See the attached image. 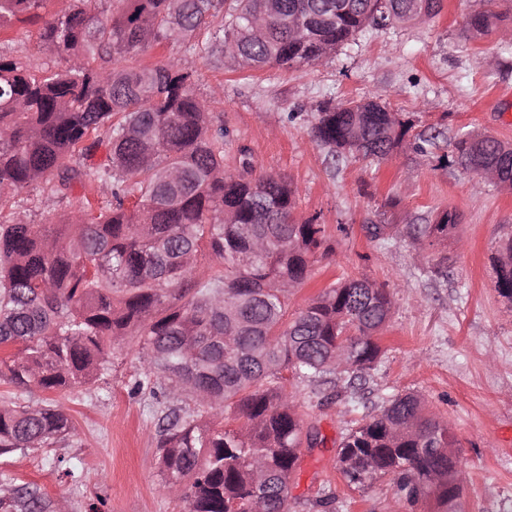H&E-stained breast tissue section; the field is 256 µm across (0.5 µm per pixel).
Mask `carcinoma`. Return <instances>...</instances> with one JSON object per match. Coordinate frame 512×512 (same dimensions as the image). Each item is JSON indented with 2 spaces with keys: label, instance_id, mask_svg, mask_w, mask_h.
<instances>
[{
  "label": "carcinoma",
  "instance_id": "1",
  "mask_svg": "<svg viewBox=\"0 0 512 512\" xmlns=\"http://www.w3.org/2000/svg\"><path fill=\"white\" fill-rule=\"evenodd\" d=\"M47 19V0H0V35L17 22L41 24L44 49L61 66L43 68L0 52V379L21 390L61 393L93 384L111 363L112 340L128 334L147 351L144 382L157 376L169 397L184 395L213 416L230 409L246 431L168 410L159 431L166 492L188 512H289V480L302 446L324 442L304 430L283 390L288 375L319 385L347 356L364 378L381 354L378 332L391 309L387 288L368 279L332 284L293 318L288 289L302 284L312 258L329 249L325 225L293 217L296 190L273 175L224 170V125L212 106L223 88L197 94L178 58L153 68L124 64L148 47L205 38L219 19L253 68L319 59L370 24L424 11L442 0H71ZM502 15L476 10L474 37L499 29ZM409 125H391L387 107L328 101L311 139L351 155L384 159ZM106 160L94 161V151ZM452 162L491 169L512 189V146L489 135L454 144ZM42 184L63 201L81 188L84 206L65 224H34L10 195ZM459 215L445 211L413 231L448 238ZM212 258L204 270L198 260ZM498 294L512 302V238L494 257ZM53 403L0 404V456L49 448L73 434ZM448 427L412 393L390 400L342 436L336 463L348 485L395 476L410 505L454 512L462 478ZM22 512H44L41 496L18 488Z\"/></svg>",
  "mask_w": 512,
  "mask_h": 512
}]
</instances>
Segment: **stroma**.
<instances>
[{
    "label": "stroma",
    "mask_w": 512,
    "mask_h": 512,
    "mask_svg": "<svg viewBox=\"0 0 512 512\" xmlns=\"http://www.w3.org/2000/svg\"><path fill=\"white\" fill-rule=\"evenodd\" d=\"M481 0H444L439 16L369 26L327 58L298 68L247 69L232 60L209 63L186 45L140 52L130 63L154 67L183 58L200 76L197 90H224L214 110L224 121V167L250 157L257 174L286 178L298 189L295 215L318 216L331 246L311 262L288 296L296 314L329 285L365 277L386 284L392 300L374 370L341 398L321 403L313 385L289 379L297 418L316 427L323 446L303 452L291 481V512H431L410 506L393 475L354 488L336 468L347 429L378 413L394 396L415 393L447 424L466 485L464 512H512V304L495 289L492 258L512 236V191L451 165L454 141L485 134L512 144V42L499 33L470 38L468 15ZM374 98L406 122L410 136L432 137L426 152L402 144L384 160L332 158L310 138L324 102ZM81 194L46 201L42 188L15 197L37 224L59 223ZM445 211L461 220L447 240L418 247L413 224ZM383 225L379 237L368 225ZM144 352L130 339L112 344V365L91 386L56 395L75 433L50 448L0 456V486L38 489L69 512H186L162 488L157 464L158 409L150 391H134ZM77 468L62 475L57 458Z\"/></svg>",
    "instance_id": "35a3bbf8"
}]
</instances>
